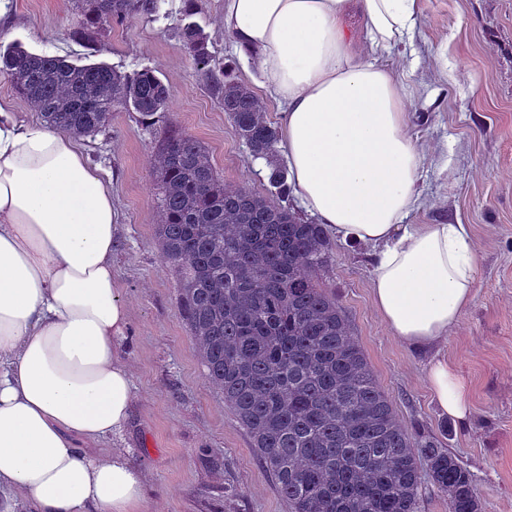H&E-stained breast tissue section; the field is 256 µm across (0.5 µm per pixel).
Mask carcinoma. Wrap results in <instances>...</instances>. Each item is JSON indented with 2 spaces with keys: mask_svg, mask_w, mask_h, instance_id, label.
<instances>
[{
  "mask_svg": "<svg viewBox=\"0 0 512 512\" xmlns=\"http://www.w3.org/2000/svg\"><path fill=\"white\" fill-rule=\"evenodd\" d=\"M165 2L81 0L73 36L93 41L112 25L154 20ZM179 36L237 136L267 161L274 189L224 187L182 129L159 140L156 237L206 380L224 392L291 512H418L422 465L448 512H481L470 471L439 441L407 432L344 309L320 286L332 245L323 225L287 205L288 170L262 102L216 63L202 29L185 22ZM0 69L46 124L74 135L101 132L118 106L152 128L170 98L150 68L127 75L20 45L0 55Z\"/></svg>",
  "mask_w": 512,
  "mask_h": 512,
  "instance_id": "obj_1",
  "label": "carcinoma"
}]
</instances>
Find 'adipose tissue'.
<instances>
[{
    "instance_id": "adipose-tissue-1",
    "label": "adipose tissue",
    "mask_w": 512,
    "mask_h": 512,
    "mask_svg": "<svg viewBox=\"0 0 512 512\" xmlns=\"http://www.w3.org/2000/svg\"><path fill=\"white\" fill-rule=\"evenodd\" d=\"M420 0H224V31L277 101L293 195L342 241L374 246L371 294L395 337L445 339L471 304L465 224H412L421 151L406 76L379 63L409 44ZM112 190L75 136L0 105V512H143L142 472L110 445L135 395L112 275ZM429 389L460 426L467 385L447 358Z\"/></svg>"
}]
</instances>
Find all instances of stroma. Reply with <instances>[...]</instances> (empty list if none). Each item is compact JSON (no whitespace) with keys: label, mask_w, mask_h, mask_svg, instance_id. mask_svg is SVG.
Here are the masks:
<instances>
[{"label":"stroma","mask_w":512,"mask_h":512,"mask_svg":"<svg viewBox=\"0 0 512 512\" xmlns=\"http://www.w3.org/2000/svg\"><path fill=\"white\" fill-rule=\"evenodd\" d=\"M223 0H196L192 17L216 62L254 86L253 54L240 52L222 24ZM422 20L407 49L384 61L413 67L410 130L424 156L422 206L413 224H466L478 257L474 299L447 338L432 348L401 343L373 305V246L333 240L319 283L341 302L367 362L413 434L438 439L472 474L482 512H512V0H420ZM75 41L77 0H0V49L79 64L104 62L131 74L155 70L171 91L167 119L208 151L225 186L270 192L264 160L253 158L204 86L183 47L175 12ZM157 131L116 108L110 126L80 144L109 180L119 211L113 274L130 313L123 353L135 404L123 446L146 477L145 512H290L259 463L248 432L209 383L178 310L174 268L155 234ZM448 358L469 385L468 426L444 417L427 368Z\"/></svg>","instance_id":"obj_1"}]
</instances>
